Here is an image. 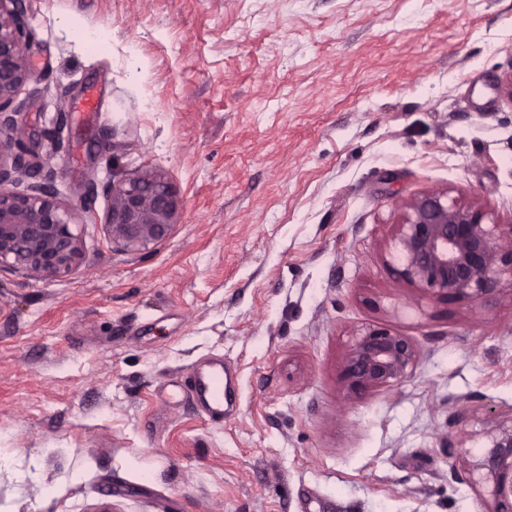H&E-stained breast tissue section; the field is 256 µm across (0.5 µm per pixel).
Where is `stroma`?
<instances>
[{"instance_id":"35a3bbf8","label":"stroma","mask_w":512,"mask_h":512,"mask_svg":"<svg viewBox=\"0 0 512 512\" xmlns=\"http://www.w3.org/2000/svg\"><path fill=\"white\" fill-rule=\"evenodd\" d=\"M26 8L31 166L7 187L52 186L82 259L0 271V512H485L452 416L512 411V298L419 318L389 246L423 191L512 221V0ZM145 170L180 216L124 250L103 189ZM369 326L420 359L352 401L342 359ZM211 357L238 380L221 421L161 394Z\"/></svg>"}]
</instances>
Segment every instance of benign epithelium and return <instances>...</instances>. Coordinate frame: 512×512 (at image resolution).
I'll return each mask as SVG.
<instances>
[{"mask_svg":"<svg viewBox=\"0 0 512 512\" xmlns=\"http://www.w3.org/2000/svg\"><path fill=\"white\" fill-rule=\"evenodd\" d=\"M24 0H0V131L18 129L15 98L31 71ZM29 163L21 135L0 136V270H22L53 277L72 269L81 257L73 210L50 186L26 194L4 188ZM104 225L111 242L141 251L166 240L176 225L181 201L167 177L157 171L123 176L105 188ZM393 240L398 279L447 301L467 299L490 308L501 295H512V224L493 212L465 202L450 190L415 195ZM418 346L392 329L368 327L352 336L342 361L341 382L347 397L361 399L391 387L413 372ZM477 434L462 431L458 444L486 440L482 454L467 462L460 478L489 497L486 512H512V414L490 411Z\"/></svg>","mask_w":512,"mask_h":512,"instance_id":"1","label":"benign epithelium"}]
</instances>
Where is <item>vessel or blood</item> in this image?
Returning a JSON list of instances; mask_svg holds the SVG:
<instances>
[{"label":"vessel or blood","mask_w":512,"mask_h":512,"mask_svg":"<svg viewBox=\"0 0 512 512\" xmlns=\"http://www.w3.org/2000/svg\"><path fill=\"white\" fill-rule=\"evenodd\" d=\"M235 386L233 377L219 359L198 362L192 368L187 394L209 419L223 418L229 395Z\"/></svg>","instance_id":"obj_1"}]
</instances>
